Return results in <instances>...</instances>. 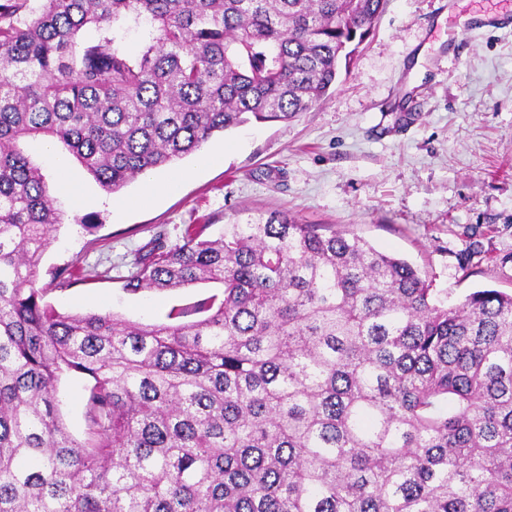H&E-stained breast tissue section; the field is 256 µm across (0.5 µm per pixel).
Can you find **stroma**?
<instances>
[{"instance_id":"stroma-1","label":"stroma","mask_w":512,"mask_h":512,"mask_svg":"<svg viewBox=\"0 0 512 512\" xmlns=\"http://www.w3.org/2000/svg\"><path fill=\"white\" fill-rule=\"evenodd\" d=\"M498 0H387L373 35L352 55L328 98L290 123L250 122L202 149L219 163L189 171V159L107 193L78 163L59 174L27 144L56 194L64 221L38 272L73 262L109 271L48 294L65 313L110 312L161 322L172 306L221 293L215 283L179 292L127 293L120 279L156 233L179 243L186 225L218 235L242 208L281 211L306 224L354 234L408 260L449 301L481 289L512 293V29L469 28ZM459 32L449 46V32ZM185 172L178 193L140 201L146 180ZM126 206L114 223L112 206ZM99 224L82 226L86 216ZM83 382L60 384V413L82 436Z\"/></svg>"}]
</instances>
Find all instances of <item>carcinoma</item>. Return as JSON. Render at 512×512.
Here are the masks:
<instances>
[{
  "label": "carcinoma",
  "instance_id": "obj_1",
  "mask_svg": "<svg viewBox=\"0 0 512 512\" xmlns=\"http://www.w3.org/2000/svg\"><path fill=\"white\" fill-rule=\"evenodd\" d=\"M29 2L0 0V512H512V294L450 305L408 261L276 211L135 258L128 293L223 286L165 323L59 312L48 293L102 276L77 263L37 286L62 218L20 144L60 143L118 193L310 111L387 0ZM83 381L68 377L60 384V413L67 429L75 436L81 437L85 429L83 415Z\"/></svg>",
  "mask_w": 512,
  "mask_h": 512
}]
</instances>
